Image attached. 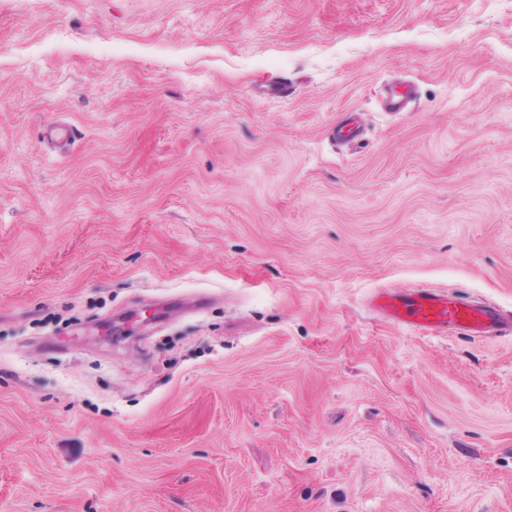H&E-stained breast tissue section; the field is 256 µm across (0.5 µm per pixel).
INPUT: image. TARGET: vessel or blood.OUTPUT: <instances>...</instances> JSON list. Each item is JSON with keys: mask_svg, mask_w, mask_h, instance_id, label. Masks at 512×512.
Returning a JSON list of instances; mask_svg holds the SVG:
<instances>
[{"mask_svg": "<svg viewBox=\"0 0 512 512\" xmlns=\"http://www.w3.org/2000/svg\"><path fill=\"white\" fill-rule=\"evenodd\" d=\"M373 307L387 322L421 333L463 336L512 334V318L487 304H475L456 294L419 287L406 291H380Z\"/></svg>", "mask_w": 512, "mask_h": 512, "instance_id": "b4317fda", "label": "vessel or blood"}]
</instances>
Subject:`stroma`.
Wrapping results in <instances>:
<instances>
[{
  "mask_svg": "<svg viewBox=\"0 0 512 512\" xmlns=\"http://www.w3.org/2000/svg\"><path fill=\"white\" fill-rule=\"evenodd\" d=\"M419 286L512 310V0H0V512H512Z\"/></svg>",
  "mask_w": 512,
  "mask_h": 512,
  "instance_id": "1",
  "label": "stroma"
}]
</instances>
